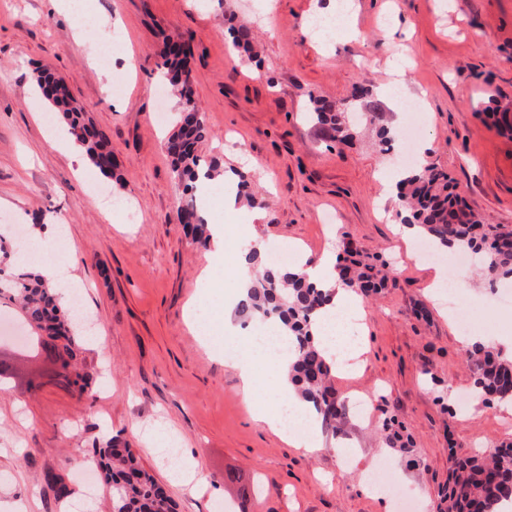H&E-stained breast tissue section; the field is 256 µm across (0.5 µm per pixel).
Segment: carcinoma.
<instances>
[{
	"mask_svg": "<svg viewBox=\"0 0 512 512\" xmlns=\"http://www.w3.org/2000/svg\"><path fill=\"white\" fill-rule=\"evenodd\" d=\"M157 68L179 95L181 112L167 139L172 159L175 190L183 196L195 192L199 174L210 176L216 165H204L197 146L209 136L204 113L198 108L190 77L183 61L169 49L162 53ZM36 86L56 96L50 106L66 114L74 142L84 151L90 165L100 174L116 177L112 169V148L106 136L86 123L82 109L70 97L66 86L53 75L41 72ZM309 119L326 129L328 138L344 142L352 138L336 104L308 94ZM398 196L407 216L404 223L417 226L437 247L480 256L482 270L491 279L512 277V226L487 224L478 215L459 206V193L449 189L448 176L430 166L414 169L399 183ZM192 241L210 248L209 224L197 213L194 202L182 208ZM247 264L256 269L254 282L240 299V314L262 322L279 324L283 334L295 342L294 383L312 404L315 419L329 426L342 414V407L324 385L331 371L326 356L310 333L312 314L324 303L325 295L287 266L269 260L252 245L241 249ZM350 252L348 263L339 266L338 276L355 294L367 295L388 286L389 279L375 278L372 267ZM16 307L19 319L38 347L61 368L53 370L55 384L88 393L93 375L83 357L84 339L70 312L57 301L55 289L41 280L33 266L11 262V241L0 235V302ZM473 365L474 384L483 393L503 403H512V360L499 358L481 346L468 354ZM98 465L112 484L114 512H175L165 489L142 467L127 444L116 439L93 448ZM452 474L448 480L447 512H498L502 502H512V442L495 445L483 457L452 448Z\"/></svg>",
	"mask_w": 512,
	"mask_h": 512,
	"instance_id": "cac0c4a2",
	"label": "carcinoma"
}]
</instances>
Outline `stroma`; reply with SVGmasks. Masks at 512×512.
I'll return each instance as SVG.
<instances>
[{
  "label": "stroma",
  "instance_id": "1",
  "mask_svg": "<svg viewBox=\"0 0 512 512\" xmlns=\"http://www.w3.org/2000/svg\"><path fill=\"white\" fill-rule=\"evenodd\" d=\"M356 2L358 38L340 30L322 45L303 24L328 0H89L94 15L121 24L103 68L51 0H0V224L18 226L26 240L31 225L68 226L43 257L71 259L86 288L85 357L95 373L83 398L51 384L28 390L22 377L0 384V512H112L110 486L101 480L88 492L77 474L92 446L113 437L139 452L176 512H212L217 502L232 512H405V493L420 497L418 512H439L451 447L512 441V414L500 405L469 416L448 398L474 382L466 348L439 299L425 293L435 265L397 239L375 204L381 176L399 170L398 153L380 152L371 126L347 106L369 89L383 124L419 126L420 163L448 174L487 223L512 225V133L494 119L512 113V0ZM389 14L403 27L393 41L380 36ZM240 25L260 67L229 56V29ZM165 35L190 48L185 63L209 128L203 160L231 168L245 150L257 165L245 174L248 189L269 203L253 229L242 208L207 214L224 226L222 263L178 221L164 148L171 126L153 120ZM395 58L410 65L398 102L382 93ZM41 70L65 78L107 134L122 185L50 146L44 114L58 126L66 119L37 100ZM310 92L345 105L350 142L330 141L306 120ZM328 215L344 239L388 263L397 285L363 300V367L332 379L345 414L335 428H315L320 449L308 453L254 419L237 371L224 363L221 314L252 233L315 259L328 243ZM194 304L212 314L208 339L188 321ZM365 396L374 408L356 415L352 403ZM339 443L350 449L349 466ZM176 459L195 460L201 482H175ZM381 460L397 490L382 503L362 490ZM51 474L69 483L70 497L56 496Z\"/></svg>",
  "mask_w": 512,
  "mask_h": 512
}]
</instances>
